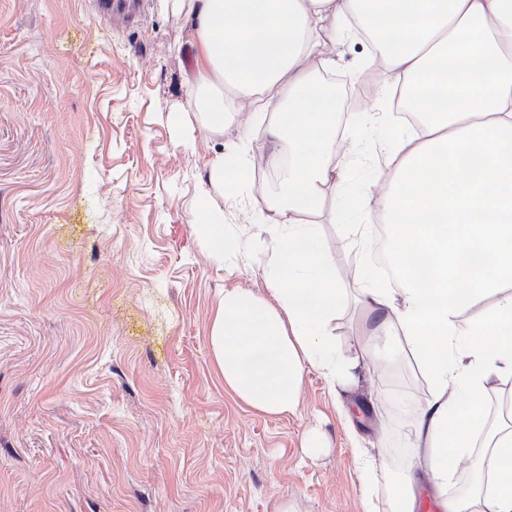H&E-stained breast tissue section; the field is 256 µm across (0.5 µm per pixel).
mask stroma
<instances>
[{
	"instance_id": "35a3bbf8",
	"label": "stroma",
	"mask_w": 512,
	"mask_h": 512,
	"mask_svg": "<svg viewBox=\"0 0 512 512\" xmlns=\"http://www.w3.org/2000/svg\"><path fill=\"white\" fill-rule=\"evenodd\" d=\"M135 2L129 20L95 0H0V512H365L357 450L381 487L397 481L427 382L402 337L368 360L359 253L329 194L315 222L348 295L336 361L359 383L307 369L285 418L225 390L211 323L225 289L269 294L252 201L276 172L259 152L247 195L207 192L208 162L254 114L220 135L186 126L188 31ZM204 197L247 261L210 259Z\"/></svg>"
}]
</instances>
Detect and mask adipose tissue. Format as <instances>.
<instances>
[{
	"label": "adipose tissue",
	"mask_w": 512,
	"mask_h": 512,
	"mask_svg": "<svg viewBox=\"0 0 512 512\" xmlns=\"http://www.w3.org/2000/svg\"><path fill=\"white\" fill-rule=\"evenodd\" d=\"M189 32L184 83L205 131L228 115H260L228 155L207 166L220 195L242 194L256 151L278 170L255 199L270 235L271 299L225 289L209 336L224 386L271 417L294 414L307 368L329 388L356 383L331 355V324L346 293L323 236L305 215L324 189L357 216V296L371 353L403 336L429 384L410 422L414 448L441 512H512V416L484 405L512 381V0H159ZM361 41L401 92L416 128L397 127L373 179L344 191L336 155V100L321 79L336 67L327 44ZM195 231L212 261L246 247L223 211L200 200ZM473 457L469 487L448 490Z\"/></svg>",
	"instance_id": "ef3b65f1"
}]
</instances>
